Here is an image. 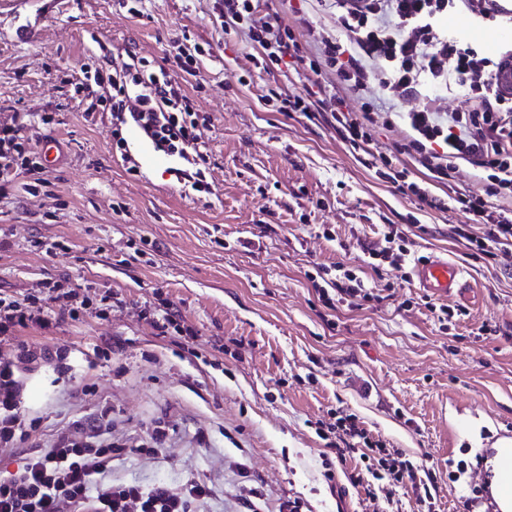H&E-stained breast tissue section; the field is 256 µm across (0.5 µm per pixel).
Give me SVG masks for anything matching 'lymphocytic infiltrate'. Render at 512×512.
I'll return each instance as SVG.
<instances>
[{
    "instance_id": "lymphocytic-infiltrate-1",
    "label": "lymphocytic infiltrate",
    "mask_w": 512,
    "mask_h": 512,
    "mask_svg": "<svg viewBox=\"0 0 512 512\" xmlns=\"http://www.w3.org/2000/svg\"><path fill=\"white\" fill-rule=\"evenodd\" d=\"M334 6L343 37H315L314 52L308 58L278 18H255L252 0H224V29L258 43L275 63L305 60L312 72L333 70L346 96L321 89L313 99H281V111L307 114L313 103H321L352 151L383 179L397 184L403 194L439 211L449 203L411 181L407 171L397 170V162L404 157L442 184L454 180L460 163L481 169V191L455 197L472 219L456 233L475 256L494 259L512 254V210H495L489 204L493 197L512 198V97L496 82L502 60L485 56L439 26L440 18L453 8L482 22L512 13L501 0H334ZM426 78L438 84L454 79L468 96V108L451 112L423 100ZM93 81L106 86L108 93L91 100L88 111L137 113L147 131L173 150L200 152V114L182 87L157 74L145 59L135 56L112 69L98 63ZM26 123V113L18 112L12 125L0 128L1 183H12L29 171L22 161L31 150L21 134ZM398 124L406 133L394 142L392 151L372 154L376 127ZM475 223L481 225V234L472 233ZM318 292L328 306L337 298L356 306L374 298L354 271L341 264ZM30 324L50 327L51 310L45 300L35 296L0 299V444L27 436L37 425L17 408L19 364L28 351L8 338L13 328ZM331 429L339 441L338 461L357 456L366 462L364 472L351 475V484L357 487L372 478L379 482L384 499L392 500L404 475L413 470L410 462L382 441L371 440L355 415L337 411ZM117 454L109 446L62 438L56 447L26 458L15 473L0 478V512H193L194 505L208 495L207 487L193 479L179 487L164 483L98 486V477Z\"/></svg>"
}]
</instances>
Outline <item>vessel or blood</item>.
I'll return each instance as SVG.
<instances>
[{
  "mask_svg": "<svg viewBox=\"0 0 512 512\" xmlns=\"http://www.w3.org/2000/svg\"><path fill=\"white\" fill-rule=\"evenodd\" d=\"M126 147L124 154L136 166L169 168L175 160L174 154L157 145L148 137L139 119L126 118ZM461 268L448 259L426 256L415 263L413 281L417 288L427 294L448 298L462 286ZM472 431L469 415H460L448 428L449 448L463 447ZM496 461L498 471L488 474L484 484L474 491L473 508L477 512H512V435L495 430L486 432L483 448L477 454L478 465Z\"/></svg>",
  "mask_w": 512,
  "mask_h": 512,
  "instance_id": "obj_1",
  "label": "vessel or blood"
}]
</instances>
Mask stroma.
<instances>
[{"instance_id": "1", "label": "stroma", "mask_w": 512, "mask_h": 512, "mask_svg": "<svg viewBox=\"0 0 512 512\" xmlns=\"http://www.w3.org/2000/svg\"><path fill=\"white\" fill-rule=\"evenodd\" d=\"M139 14H132V7ZM222 0H29L26 41L0 36V124L30 114L32 145L60 142L56 165L0 188V297L52 298L51 329L15 327L34 362L23 364L19 408L39 418L30 437L0 452V477L65 436L119 447L108 483L204 482L198 512H366L352 487L360 458L338 461L326 429L336 409L398 450L415 478L437 487L439 512H465L467 486L449 484L444 448L450 402L478 422L512 426V276L472 257L455 234L457 203L435 211L365 167L322 109L311 116L266 106L273 92L335 87L263 60L262 48L224 32ZM493 56L512 47V20L439 21ZM135 51L183 84L202 127L211 194L164 169L138 176L112 144L111 113L86 115L82 64ZM194 53V74L174 65ZM46 180L38 194L26 191ZM408 232L412 255L448 256L464 286L441 327L411 266L373 272L365 247L385 226ZM359 267L375 301L327 308L313 286L323 269ZM91 304L70 312L53 292ZM173 309L181 330L161 333L151 312ZM489 326L480 334L481 326ZM158 454L145 455L156 430Z\"/></svg>"}]
</instances>
